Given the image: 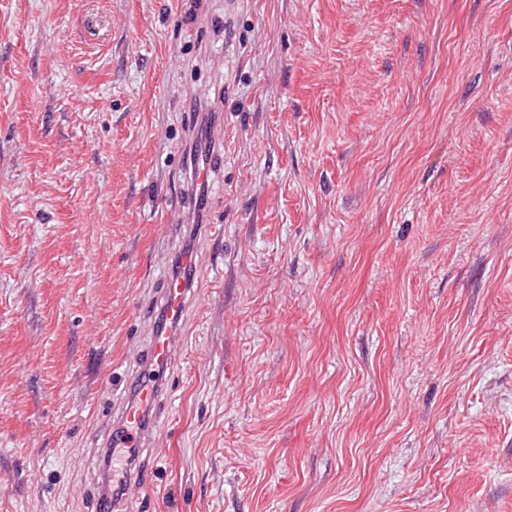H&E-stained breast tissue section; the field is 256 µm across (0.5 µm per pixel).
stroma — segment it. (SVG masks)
Masks as SVG:
<instances>
[{
  "instance_id": "stroma-1",
  "label": "stroma",
  "mask_w": 512,
  "mask_h": 512,
  "mask_svg": "<svg viewBox=\"0 0 512 512\" xmlns=\"http://www.w3.org/2000/svg\"><path fill=\"white\" fill-rule=\"evenodd\" d=\"M186 246L129 512H512V0H0V512H99ZM211 138V158L208 164L202 168L193 171V176L197 181L209 183L219 174L221 167V147L224 143V129L221 125H215L210 131ZM160 288L154 309L159 307L170 326L177 329L187 318L194 290L184 279L174 277H167Z\"/></svg>"
}]
</instances>
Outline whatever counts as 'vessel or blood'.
I'll return each instance as SVG.
<instances>
[{
    "instance_id": "obj_1",
    "label": "vessel or blood",
    "mask_w": 512,
    "mask_h": 512,
    "mask_svg": "<svg viewBox=\"0 0 512 512\" xmlns=\"http://www.w3.org/2000/svg\"><path fill=\"white\" fill-rule=\"evenodd\" d=\"M210 138L211 158L208 164L193 172L194 178L203 183L210 182L220 171L223 127L214 126L210 131ZM192 295L193 290L184 279L169 277L161 284L156 305L171 329L167 332L152 331L145 363L126 381L125 402L119 413L122 432L109 442L112 450L113 483L141 487L146 482V469L130 467L128 457L133 453L143 454L155 430L154 424L148 423L146 416L149 410L160 408L165 398L155 375L160 371H169L174 366L173 354L180 342L175 330L187 318Z\"/></svg>"
}]
</instances>
